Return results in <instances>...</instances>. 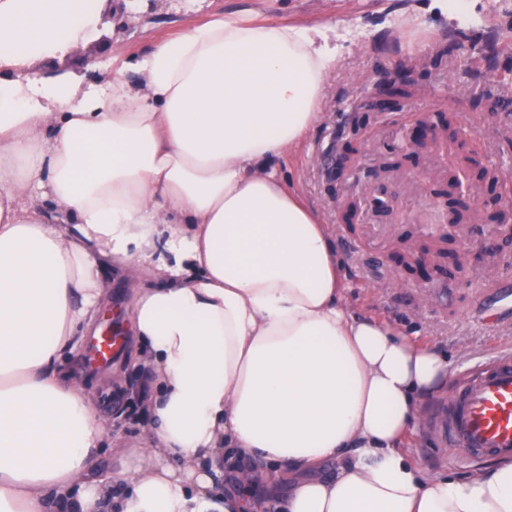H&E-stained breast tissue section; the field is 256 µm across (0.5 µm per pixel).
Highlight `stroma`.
<instances>
[{
  "instance_id": "stroma-1",
  "label": "stroma",
  "mask_w": 512,
  "mask_h": 512,
  "mask_svg": "<svg viewBox=\"0 0 512 512\" xmlns=\"http://www.w3.org/2000/svg\"><path fill=\"white\" fill-rule=\"evenodd\" d=\"M250 15L258 20L298 27L335 26L343 49L325 81L321 117L305 140L275 161L287 186L318 211L340 259L353 312L391 322L418 343L432 346L457 377L498 349H512V304L497 301L495 284L512 281V238L499 226L483 225L480 236L455 232L448 248L468 257L464 279L436 285L405 274L391 259L429 241L428 228L439 220L430 185L446 172L435 152H420L407 167L386 172L384 156L407 147L411 116L448 113L445 138L458 131L475 139L485 167L512 171V0H466L464 13L445 17L431 0H125L123 27L111 42L94 39L68 52L71 73L86 57L111 79L122 61L146 54L158 41L217 19ZM405 71L417 92L404 114L377 107L376 85ZM367 121L369 140L360 147L355 169L339 193L329 189L321 157L337 153L355 123ZM393 199L389 212L369 205L370 188ZM357 200V227L344 224L345 199ZM129 383L121 394V413L112 420L121 433L118 447L100 449L94 467L111 476L127 462L142 438L127 408L140 393L145 376L125 366ZM438 395L427 397L416 426L404 441L406 451L429 472L468 479L488 467L485 459L450 458L447 445L426 433L428 414Z\"/></svg>"
}]
</instances>
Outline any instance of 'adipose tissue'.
Returning <instances> with one entry per match:
<instances>
[{
  "instance_id": "1",
  "label": "adipose tissue",
  "mask_w": 512,
  "mask_h": 512,
  "mask_svg": "<svg viewBox=\"0 0 512 512\" xmlns=\"http://www.w3.org/2000/svg\"><path fill=\"white\" fill-rule=\"evenodd\" d=\"M104 7L0 0V512H512V462L458 480L403 452L448 364L352 313L270 165L320 119L335 28L215 20L103 88L23 77ZM114 267L149 393L107 482L112 420L66 365Z\"/></svg>"
}]
</instances>
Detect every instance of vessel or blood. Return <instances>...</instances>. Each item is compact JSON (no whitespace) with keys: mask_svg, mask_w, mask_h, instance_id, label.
Here are the masks:
<instances>
[{"mask_svg":"<svg viewBox=\"0 0 512 512\" xmlns=\"http://www.w3.org/2000/svg\"><path fill=\"white\" fill-rule=\"evenodd\" d=\"M113 345L112 334L92 337V362L109 364ZM434 428L453 451L472 457L512 458V353H498L453 382Z\"/></svg>","mask_w":512,"mask_h":512,"instance_id":"vessel-or-blood-1","label":"vessel or blood"}]
</instances>
